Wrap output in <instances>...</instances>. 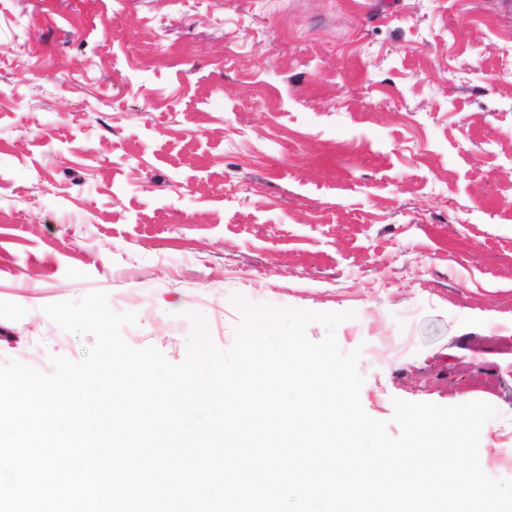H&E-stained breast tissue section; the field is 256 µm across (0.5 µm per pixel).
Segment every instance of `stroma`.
<instances>
[{"label":"stroma","mask_w":512,"mask_h":512,"mask_svg":"<svg viewBox=\"0 0 512 512\" xmlns=\"http://www.w3.org/2000/svg\"><path fill=\"white\" fill-rule=\"evenodd\" d=\"M92 291L174 363L235 293L352 312L365 412L488 402L512 478V0H0V365Z\"/></svg>","instance_id":"1"}]
</instances>
